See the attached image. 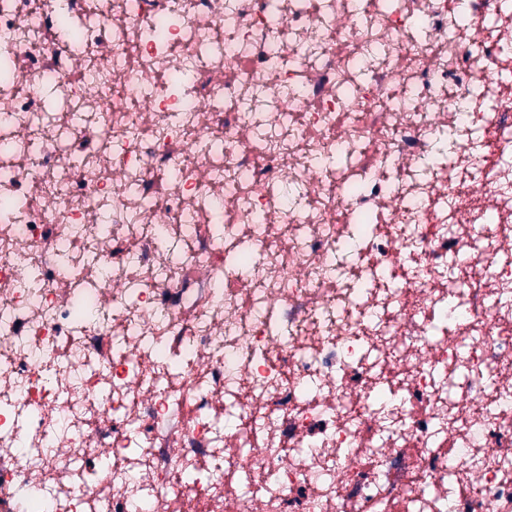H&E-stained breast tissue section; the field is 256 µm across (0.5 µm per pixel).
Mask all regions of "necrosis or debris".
<instances>
[{
	"label": "necrosis or debris",
	"instance_id": "necrosis-or-debris-1",
	"mask_svg": "<svg viewBox=\"0 0 512 512\" xmlns=\"http://www.w3.org/2000/svg\"><path fill=\"white\" fill-rule=\"evenodd\" d=\"M501 4L0 0V512H512Z\"/></svg>",
	"mask_w": 512,
	"mask_h": 512
}]
</instances>
